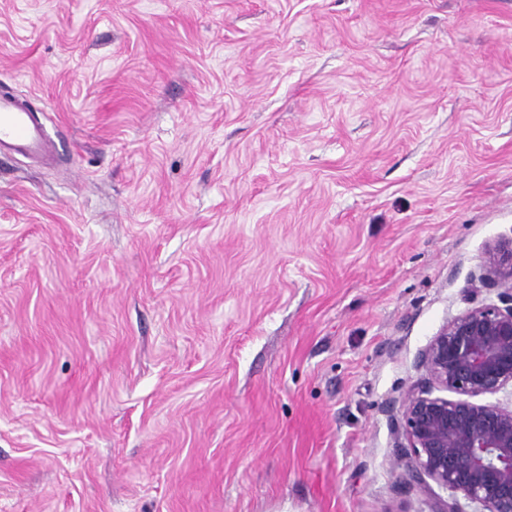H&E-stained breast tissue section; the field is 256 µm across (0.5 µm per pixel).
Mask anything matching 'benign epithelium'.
I'll use <instances>...</instances> for the list:
<instances>
[{"instance_id":"7a95c632","label":"benign epithelium","mask_w":512,"mask_h":512,"mask_svg":"<svg viewBox=\"0 0 512 512\" xmlns=\"http://www.w3.org/2000/svg\"><path fill=\"white\" fill-rule=\"evenodd\" d=\"M483 289L497 301L466 309L419 352L422 378L393 416L402 475L447 492L433 512H512V407L475 401L512 386V238L488 253L470 297Z\"/></svg>"}]
</instances>
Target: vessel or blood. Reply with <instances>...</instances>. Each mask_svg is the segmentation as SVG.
<instances>
[{
    "mask_svg": "<svg viewBox=\"0 0 512 512\" xmlns=\"http://www.w3.org/2000/svg\"><path fill=\"white\" fill-rule=\"evenodd\" d=\"M0 152L47 158L52 142L42 123L15 99L0 96Z\"/></svg>",
    "mask_w": 512,
    "mask_h": 512,
    "instance_id": "vessel-or-blood-1",
    "label": "vessel or blood"
}]
</instances>
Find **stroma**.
Returning a JSON list of instances; mask_svg holds the SVG:
<instances>
[{
	"instance_id": "35a3bbf8",
	"label": "stroma",
	"mask_w": 512,
	"mask_h": 512,
	"mask_svg": "<svg viewBox=\"0 0 512 512\" xmlns=\"http://www.w3.org/2000/svg\"><path fill=\"white\" fill-rule=\"evenodd\" d=\"M0 512H432L390 412L512 236V0H0ZM0 152H16L42 159L52 153V142L44 125L15 99L1 96Z\"/></svg>"
}]
</instances>
